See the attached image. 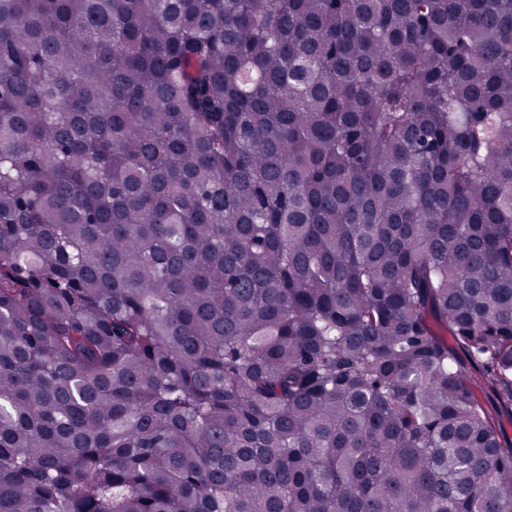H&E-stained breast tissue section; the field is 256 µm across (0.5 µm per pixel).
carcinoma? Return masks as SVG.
<instances>
[{
  "label": "carcinoma",
  "mask_w": 512,
  "mask_h": 512,
  "mask_svg": "<svg viewBox=\"0 0 512 512\" xmlns=\"http://www.w3.org/2000/svg\"><path fill=\"white\" fill-rule=\"evenodd\" d=\"M470 366L512 0H0V512H512Z\"/></svg>",
  "instance_id": "cac0c4a2"
}]
</instances>
